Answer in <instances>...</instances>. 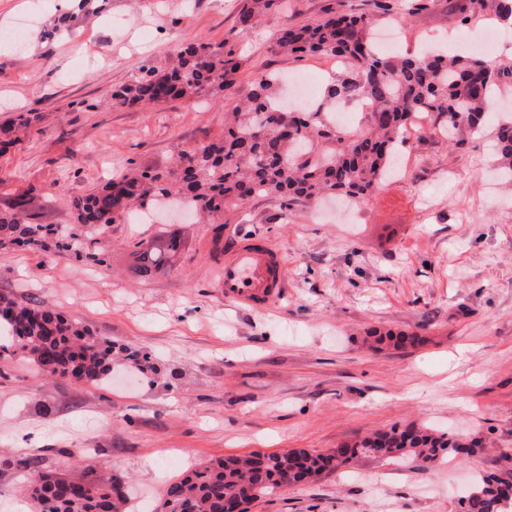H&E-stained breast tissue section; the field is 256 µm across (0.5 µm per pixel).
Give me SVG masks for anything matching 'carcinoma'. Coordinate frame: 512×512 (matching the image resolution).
I'll use <instances>...</instances> for the list:
<instances>
[{"mask_svg":"<svg viewBox=\"0 0 512 512\" xmlns=\"http://www.w3.org/2000/svg\"><path fill=\"white\" fill-rule=\"evenodd\" d=\"M286 0H245L239 13L241 29L253 27ZM376 16L331 11L300 28H283L276 50L297 57H340L348 67L336 85L323 92V103L371 100L375 111L354 140L338 134L336 123L320 110L292 109L273 87L280 76H252L249 96L234 108L232 122L218 140L199 141L180 150L164 171L133 168L121 178L107 179L84 197L72 201L71 224H41L29 213L37 189L16 195L0 209V247L54 251L103 266L111 224L134 206L173 201L206 224L217 225L215 247L222 244L224 207L253 196L276 195L288 209L304 201L339 194L365 200L391 175L395 147L418 112H426L445 130L474 128L500 82L512 78V66L484 58L461 60L441 53L389 56L368 39ZM238 64L225 44H188L171 67H145L131 83L112 92L123 105H151L171 99L219 96L233 82ZM37 109L16 112L0 124V155L21 141V134L42 123ZM495 147L503 175L512 177V117L496 128ZM183 241L173 230L135 252L133 272L148 278L171 268ZM0 353L21 355L43 376L74 377L98 382L112 371L116 351L80 323L42 305L0 294ZM474 443L429 428L394 427L377 432L350 448L321 452L295 449L282 454L226 457L186 472L166 488L160 512L177 504L181 512H225L224 504L244 492L254 498L271 495L293 484L330 474L359 455L412 457L425 468ZM76 472L43 473L38 462L19 459L16 466L33 471L27 493L39 512H128L124 482L113 477L91 482L86 455L72 450ZM500 473L480 476L462 501V512H512V501L500 485Z\"/></svg>","mask_w":512,"mask_h":512,"instance_id":"obj_1","label":"carcinoma"}]
</instances>
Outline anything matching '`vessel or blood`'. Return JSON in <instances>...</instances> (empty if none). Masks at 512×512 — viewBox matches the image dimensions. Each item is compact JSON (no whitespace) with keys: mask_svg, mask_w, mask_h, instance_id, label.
I'll return each mask as SVG.
<instances>
[{"mask_svg":"<svg viewBox=\"0 0 512 512\" xmlns=\"http://www.w3.org/2000/svg\"><path fill=\"white\" fill-rule=\"evenodd\" d=\"M219 275L225 298L251 309L267 307L287 286L281 253L263 241L234 245L225 253Z\"/></svg>","mask_w":512,"mask_h":512,"instance_id":"vessel-or-blood-1","label":"vessel or blood"}]
</instances>
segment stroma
<instances>
[{
	"label": "stroma",
	"mask_w": 512,
	"mask_h": 512,
	"mask_svg": "<svg viewBox=\"0 0 512 512\" xmlns=\"http://www.w3.org/2000/svg\"><path fill=\"white\" fill-rule=\"evenodd\" d=\"M243 0H0V123L32 108L47 115L0 156V201L40 191L45 224L71 223L72 200L129 165L164 168L178 150L224 132V115L251 90L250 73L312 74L318 105L335 62L277 53L282 27L331 10L371 12L372 0H288L240 30ZM467 9L460 24L454 5ZM496 0H394V54L447 44L448 54L502 58L512 28H494ZM228 42L238 71L223 99L102 107L146 66L171 64L192 41ZM497 122L448 134L409 132L399 176L367 200L359 223L336 202L324 214L258 196L224 209V244L255 238L283 257L287 287L244 309L217 283L210 224H175L162 211L112 224L106 270L50 252L0 248V292L48 306L114 348L148 354L150 368L115 369L107 383L46 380L19 355L0 356V512H38L21 500L39 459L64 473L83 448L92 476L123 475L147 508L198 463L298 448L329 451L392 426L433 427L479 441L474 455L429 468L365 457L350 467L252 502L248 512H461L475 479L512 468V181L495 170ZM178 228L185 244L168 271L141 279L135 244ZM416 333L418 347L376 345L372 332Z\"/></svg>",
	"instance_id": "1"
}]
</instances>
